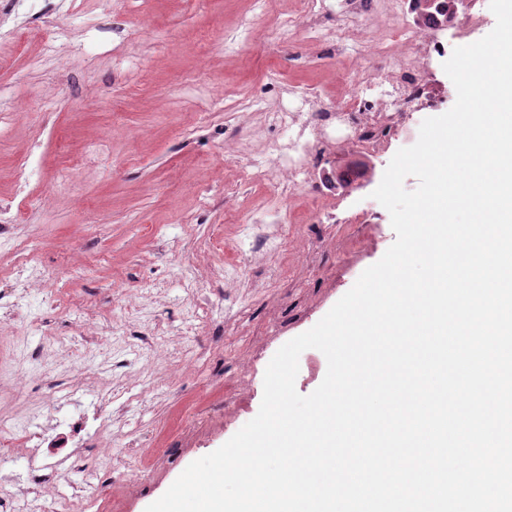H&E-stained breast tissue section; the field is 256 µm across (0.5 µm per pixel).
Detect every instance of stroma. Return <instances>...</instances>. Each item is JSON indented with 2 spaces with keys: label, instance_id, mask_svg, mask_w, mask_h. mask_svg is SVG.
<instances>
[{
  "label": "stroma",
  "instance_id": "35a3bbf8",
  "mask_svg": "<svg viewBox=\"0 0 512 512\" xmlns=\"http://www.w3.org/2000/svg\"><path fill=\"white\" fill-rule=\"evenodd\" d=\"M291 0H0V203L16 204L40 267L61 271L80 260V279L48 281L26 310L37 322L16 342L15 377L24 391L9 412L30 430L47 432L42 465L56 491L83 485L95 471L96 512H145L193 461L212 453L253 419L266 368L289 340L317 324L394 243L388 211L372 197L391 153L374 169L353 150L328 145L313 186L291 207L298 223L281 226L296 252L287 279L269 284L265 266L224 272V253L240 239L225 211L245 223L273 222L271 183L241 181L227 168L226 148L263 159L282 131L267 110L288 104V89L319 87L333 101L337 75L351 59L384 69L388 58L363 45L335 51L342 0H324L317 33L305 24L283 32ZM250 27H243V19ZM433 57L424 72L427 108H408L412 146L425 118L447 112L456 89ZM356 168L366 183L346 194L340 177ZM26 196L13 195L17 175ZM237 182L225 199V182ZM195 269L185 281L175 269ZM137 312L123 335H111L119 291ZM100 331L97 342L85 334ZM193 368L150 355L141 336ZM63 341L59 352L46 337ZM111 368L110 388L95 391L100 421L117 433L111 446L89 438L73 447L78 413L59 406L77 373ZM248 380L241 396L232 389ZM150 448L158 464L142 476L129 466Z\"/></svg>",
  "mask_w": 512,
  "mask_h": 512
}]
</instances>
